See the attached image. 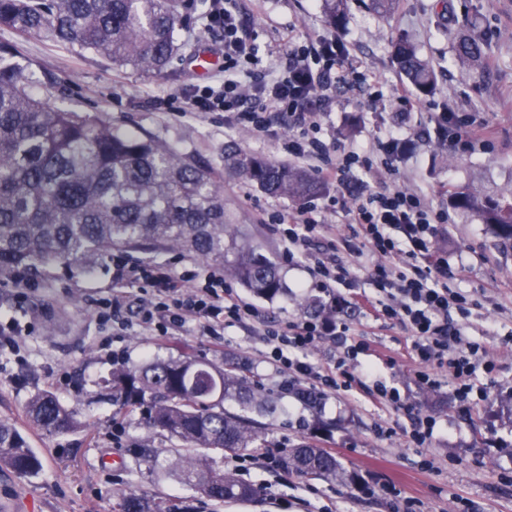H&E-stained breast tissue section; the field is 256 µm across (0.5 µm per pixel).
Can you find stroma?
<instances>
[{
  "mask_svg": "<svg viewBox=\"0 0 512 512\" xmlns=\"http://www.w3.org/2000/svg\"><path fill=\"white\" fill-rule=\"evenodd\" d=\"M182 4V51L158 75L5 27H0V46L10 48L15 61L30 65L39 96L55 107L96 115L114 129L148 135L194 155L214 171L236 230L281 262L285 244L271 216L295 209V202L269 197L224 173L225 145L272 157L273 143L225 123L220 113L169 115L160 106L171 93L208 83L193 61L204 51L220 55L224 46L222 32L202 27L206 0ZM241 15L258 43L280 49L292 35H335L362 70L380 77L384 99L379 105L370 100V86L337 88L324 115V133L373 149L388 131H406L408 144L394 162L391 184L442 207L451 186H512V0H401L390 17L368 13L354 2L338 31L327 24L322 0H241ZM463 33L486 45L488 65L480 73L469 72L454 58L455 39ZM400 38L413 43L437 75L435 93L418 98L408 110L390 95L403 81L391 62L392 44ZM447 108L475 116L473 152L453 153L437 139L430 115ZM436 242L448 254L457 287L480 302L469 332L480 335L496 364L487 398L480 402L459 401L449 383L437 391L419 387L409 332L375 319L356 292L341 288L335 296L323 295L306 267L284 265L289 288L284 298L255 299L237 286V294L252 300L268 321L310 316L313 300L335 305L337 321L369 344L363 365L381 381L397 383L420 412L437 420L430 447L413 448L402 434L407 419L375 403L364 384L328 395L315 412L285 396V415L269 425L273 453L299 442L313 414H320L336 423L332 433L319 436L320 446L358 473L362 484L354 488L304 477L260 461L242 467L237 457L215 454L218 466L260 489L257 503L204 504L176 474L135 467L132 453L142 440L156 448L169 447V440L148 430L140 414L119 412L111 400L96 395L114 366L113 351H123L126 364L134 365L146 354L164 356L179 347L219 367L225 357H237L266 387L279 388L284 378L265 358V345L251 325L226 328L220 339L207 336L195 322L186 332L165 337L134 322L118 329L94 311L97 301L112 296L108 260L91 274L75 276L51 264L24 290L17 280L0 275V420L13 423L42 460L41 470L28 477L0 469V512H112L117 497L131 490L192 506L194 512H393L389 496L380 490L384 483L414 502L416 512H512V343L506 341L512 333V247L501 245L480 221L457 217L439 226ZM45 390L75 412L76 429L49 435L30 422L27 404ZM381 426L393 428V435L378 437ZM427 456L434 460L429 470L422 466Z\"/></svg>",
  "mask_w": 512,
  "mask_h": 512,
  "instance_id": "1",
  "label": "stroma"
}]
</instances>
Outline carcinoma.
Masks as SVG:
<instances>
[{
    "label": "carcinoma",
    "mask_w": 512,
    "mask_h": 512,
    "mask_svg": "<svg viewBox=\"0 0 512 512\" xmlns=\"http://www.w3.org/2000/svg\"><path fill=\"white\" fill-rule=\"evenodd\" d=\"M179 0H0V26L20 36L46 35L76 44L113 64L161 73L179 50ZM378 16L397 12L400 0H361ZM327 22L342 27L348 0H323ZM456 59L485 64L482 42L458 38ZM394 62L418 94L436 89L435 72L405 41ZM34 73L0 48V274L26 278L61 263L73 274L94 271L114 250H168L224 264V271L255 296L288 294L280 266L232 230L224 196L211 170L169 144L120 132L99 117L53 107L35 90ZM224 170L273 198L311 199L322 184L297 166L239 147L224 148ZM451 208L487 225L503 243L512 242V190H447ZM112 401L140 411L145 424L187 448L175 449V473L197 494L216 502L248 501L256 489L234 472L214 467L206 451L236 456L265 448L263 425L276 419L279 394L248 376L232 358L217 367L183 352L119 366L105 380ZM231 402L236 410L224 404ZM30 421L51 435L76 425L71 410L43 391L29 402ZM310 436L289 449L281 467L306 477L360 484L336 456L315 443L327 430L320 420ZM163 450L143 443L136 465L155 467ZM0 467L26 477L42 463L22 434L0 421ZM112 512H173L153 495L132 491Z\"/></svg>",
    "instance_id": "carcinoma-1"
}]
</instances>
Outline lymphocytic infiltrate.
<instances>
[{"instance_id":"1","label":"lymphocytic infiltrate","mask_w":512,"mask_h":512,"mask_svg":"<svg viewBox=\"0 0 512 512\" xmlns=\"http://www.w3.org/2000/svg\"><path fill=\"white\" fill-rule=\"evenodd\" d=\"M203 25L224 31V78L179 92L180 111L228 114L234 125L272 141L283 160L308 163L320 181L340 190L334 198L336 208L357 241L351 257L341 256L332 242L321 253L309 252L322 227L317 206L309 204L277 217L288 264H306L318 288L328 294L353 287L351 262L366 264L373 293L365 302L375 318L396 322L413 336L418 385L437 390L449 380L459 398L485 400L487 391L477 386L476 379L481 373L492 375L495 365L461 324L470 314L471 301L450 287L455 274L436 245L438 227L450 216L446 210L431 208L418 193L382 183L383 173L392 169V155L405 145L404 133L390 131L372 151L341 145L324 137L322 113L308 105L313 97L330 102L337 87L365 83L346 47L322 36L289 42L278 74L269 79L258 69L261 47L240 20L239 0H208ZM430 121L437 138L455 152L472 150L474 119L469 113L435 112ZM354 181L360 191L344 198L343 188ZM112 280L117 292L98 304L100 317L125 325L122 292L134 289L139 293V324L160 336L195 321L218 339L227 327L256 321L268 361L284 377L311 382L320 393L351 387L350 364L366 350L364 343L354 341L345 345L337 364L321 365L312 351L324 336L336 332L335 322L325 317L260 319L253 305L236 294L223 269L215 266L181 270L163 263L134 264L116 256ZM372 397L407 417L410 426L405 437L411 447H429L435 418L417 410L398 388L375 383Z\"/></svg>"}]
</instances>
